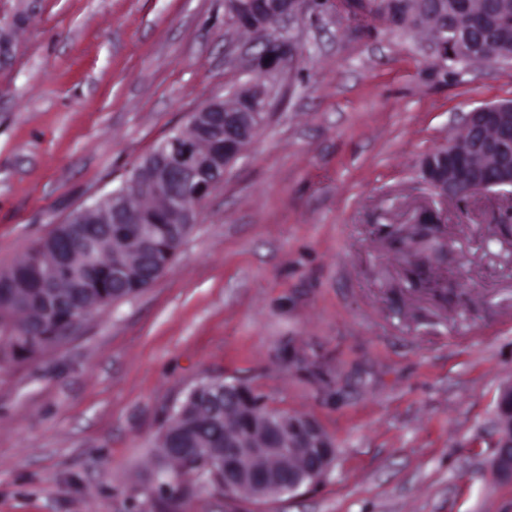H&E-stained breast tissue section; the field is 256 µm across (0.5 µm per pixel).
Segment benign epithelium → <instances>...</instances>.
<instances>
[{
    "mask_svg": "<svg viewBox=\"0 0 512 512\" xmlns=\"http://www.w3.org/2000/svg\"><path fill=\"white\" fill-rule=\"evenodd\" d=\"M231 3L230 23L239 29H263L262 9L279 21L290 19L300 11L301 0H228ZM433 34L429 36L435 62H456L479 57L485 61L512 59V14L498 6L477 9L471 0H452L448 17L427 12ZM267 47L254 54L251 70L256 74L251 89L258 90L262 100L260 112H230L224 100L215 99L190 113V133L169 137L160 154L150 153L131 170L129 184L137 195L147 199H163L167 208L165 220L178 228L197 221L198 205L206 200L222 182L224 174L239 157L269 118L272 94L263 86V79L280 71L297 53L289 40L270 36ZM438 156L448 160V172H438L427 178L428 184L441 200H464L491 187L512 188V102L503 101L490 112L478 108L465 117L460 130ZM140 211L120 200L112 202V209L101 224H136ZM417 223L435 228L448 223L447 213L433 207L423 210ZM142 253H163L165 261L159 271L168 268L174 251L165 245L139 239ZM65 267L62 258H54L47 267L49 276L45 288L49 296L60 300L56 292V271ZM255 392L236 382H224V398L244 399ZM271 422L261 431L276 448H242L235 439L224 442V463L235 467L240 460L252 458L274 459L282 452L280 446L304 457L317 451L319 458L302 470L285 471L273 464L259 468L234 471L232 482L224 484V494L236 493L240 486L252 490L259 500L294 493L316 484L326 474L335 455V447L318 424L307 417L265 408ZM496 445L491 468L501 482L512 484V383L502 387L495 421Z\"/></svg>",
    "mask_w": 512,
    "mask_h": 512,
    "instance_id": "1",
    "label": "benign epithelium"
}]
</instances>
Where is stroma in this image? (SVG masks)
<instances>
[{
	"label": "stroma",
	"mask_w": 512,
	"mask_h": 512,
	"mask_svg": "<svg viewBox=\"0 0 512 512\" xmlns=\"http://www.w3.org/2000/svg\"><path fill=\"white\" fill-rule=\"evenodd\" d=\"M0 272L118 187L189 115L252 80L225 0H0ZM270 117L174 263L43 354L0 365V512H165L155 448L211 377L308 417L336 455L268 500L184 478L174 512H512L495 414L512 382V191L441 202L422 159L512 99V61L433 63L426 37L305 0ZM443 208L455 290L412 288L398 239Z\"/></svg>",
	"instance_id": "stroma-1"
}]
</instances>
